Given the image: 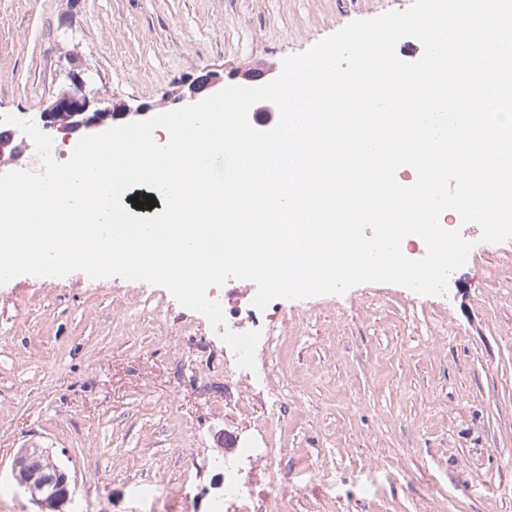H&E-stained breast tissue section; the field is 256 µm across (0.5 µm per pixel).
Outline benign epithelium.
I'll return each instance as SVG.
<instances>
[{
  "label": "benign epithelium",
  "mask_w": 512,
  "mask_h": 512,
  "mask_svg": "<svg viewBox=\"0 0 512 512\" xmlns=\"http://www.w3.org/2000/svg\"><path fill=\"white\" fill-rule=\"evenodd\" d=\"M214 86L211 78L203 76L188 86V93L180 97V100L194 101L204 91ZM154 108L150 105H141L135 109H115L92 93L86 92L85 83H80L77 92L61 94L50 105L43 116V129L57 131L67 136H86L100 126L99 118L102 112L114 113V119L127 123L146 120L151 117ZM19 486L30 493L32 499L63 497L68 499L70 491L60 490L59 484L53 479H46L36 485L26 482Z\"/></svg>",
  "instance_id": "benign-epithelium-1"
}]
</instances>
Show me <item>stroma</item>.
I'll return each mask as SVG.
<instances>
[{"instance_id":"1","label":"stroma","mask_w":512,"mask_h":512,"mask_svg":"<svg viewBox=\"0 0 512 512\" xmlns=\"http://www.w3.org/2000/svg\"><path fill=\"white\" fill-rule=\"evenodd\" d=\"M413 0H0V115L40 123L76 69L114 105L173 108L208 73H281L356 19ZM473 247L446 294L390 283L274 299L255 367L200 313L140 280L75 271L0 284V512L20 450L71 479L56 512H210L217 463L276 448L325 483L266 512H512V240Z\"/></svg>"}]
</instances>
